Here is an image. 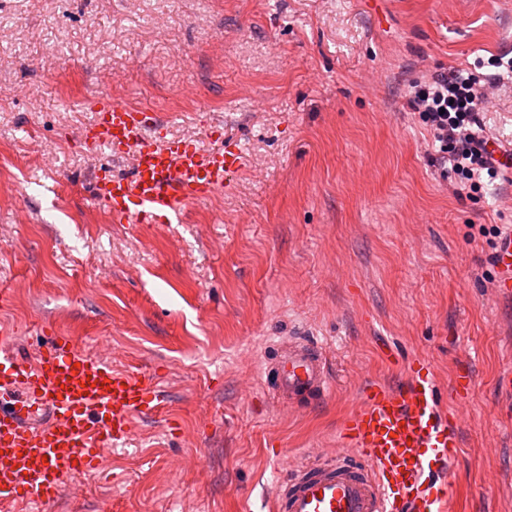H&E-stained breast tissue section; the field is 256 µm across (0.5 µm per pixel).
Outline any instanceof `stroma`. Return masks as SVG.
Wrapping results in <instances>:
<instances>
[{
  "mask_svg": "<svg viewBox=\"0 0 512 512\" xmlns=\"http://www.w3.org/2000/svg\"><path fill=\"white\" fill-rule=\"evenodd\" d=\"M509 50L512 0H0V324L25 351L63 329L168 400L47 512H268L287 458L331 451L360 386L418 358L458 422V512H512V300L490 291L512 179L457 197L407 105ZM99 95L170 138L239 140L233 189L117 218L91 193L102 154L70 137ZM483 121L512 144V82ZM291 336L324 349L321 401L279 404L262 372Z\"/></svg>",
  "mask_w": 512,
  "mask_h": 512,
  "instance_id": "stroma-1",
  "label": "stroma"
}]
</instances>
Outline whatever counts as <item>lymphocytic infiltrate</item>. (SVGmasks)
<instances>
[{
    "mask_svg": "<svg viewBox=\"0 0 512 512\" xmlns=\"http://www.w3.org/2000/svg\"><path fill=\"white\" fill-rule=\"evenodd\" d=\"M496 65V73L482 76L455 67L436 71L414 83L408 99L410 110L420 114L438 145L434 163L461 175L472 195L499 176L480 139L481 114L486 87L498 85L512 74V55L502 54Z\"/></svg>",
    "mask_w": 512,
    "mask_h": 512,
    "instance_id": "1",
    "label": "lymphocytic infiltrate"
}]
</instances>
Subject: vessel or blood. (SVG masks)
<instances>
[{
  "instance_id": "vessel-or-blood-1",
  "label": "vessel or blood",
  "mask_w": 512,
  "mask_h": 512,
  "mask_svg": "<svg viewBox=\"0 0 512 512\" xmlns=\"http://www.w3.org/2000/svg\"><path fill=\"white\" fill-rule=\"evenodd\" d=\"M88 126L97 148L134 159L130 175L98 168L93 192L139 224L180 212L190 201L230 189L243 166L234 143L211 134L209 147L167 140L145 109L100 98ZM494 293L512 299V225H502L492 254ZM281 403L330 392L322 347L288 339L274 358ZM436 375L422 360L405 369L404 384L364 383L344 418L333 453L293 461L277 486L272 512H456L449 485L461 446L450 409L437 396ZM167 407L157 374L117 368L110 356L80 348L51 329L34 354L22 353L16 332L0 326V505L43 512L67 479L98 471L102 452L124 441L134 418Z\"/></svg>"
}]
</instances>
